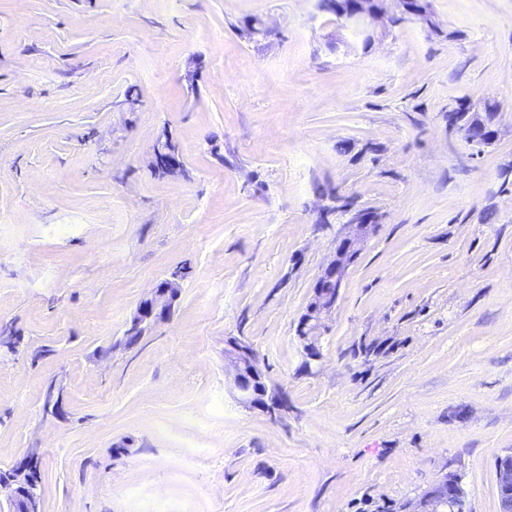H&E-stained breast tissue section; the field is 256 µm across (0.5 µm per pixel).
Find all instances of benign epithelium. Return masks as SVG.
Listing matches in <instances>:
<instances>
[{"label":"benign epithelium","instance_id":"benign-epithelium-1","mask_svg":"<svg viewBox=\"0 0 512 512\" xmlns=\"http://www.w3.org/2000/svg\"><path fill=\"white\" fill-rule=\"evenodd\" d=\"M342 26L356 31L363 39L372 40L376 23L389 20L384 0H349L347 9L340 11ZM448 124L460 129L477 128L487 133L486 141L494 140L496 126H486L480 112L448 115ZM154 165L166 162L167 167H182L179 151H167L162 141L153 149ZM345 232L336 240V247L328 263L321 269L314 285L313 295L297 324V335L304 354L311 360L321 357L320 331L330 317L340 297V291L350 267L357 260L364 243L375 233L378 225L365 211L346 214ZM177 274L161 281L136 308L126 325L123 339L142 335L157 322L166 321L180 293ZM224 360L232 369V386L239 402L258 408L275 418L287 408L286 400L276 392L261 367L252 346L237 338L225 343ZM44 411L56 419L65 418L62 396L47 393ZM38 453L32 451L20 461L0 470V495L6 496L8 512H41V477ZM496 481L500 497V512H512V463L499 462ZM446 500L438 492L428 493L417 504L416 512H444Z\"/></svg>","mask_w":512,"mask_h":512}]
</instances>
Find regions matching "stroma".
I'll return each instance as SVG.
<instances>
[{"label": "stroma", "mask_w": 512, "mask_h": 512, "mask_svg": "<svg viewBox=\"0 0 512 512\" xmlns=\"http://www.w3.org/2000/svg\"><path fill=\"white\" fill-rule=\"evenodd\" d=\"M431 4L365 49L319 0H0V467L38 452L42 512H410L449 473L499 512L512 0ZM462 97L498 107L482 151L448 129ZM325 188L381 223L311 362ZM178 270L171 319L125 346ZM230 337L281 418L234 398Z\"/></svg>", "instance_id": "stroma-1"}]
</instances>
